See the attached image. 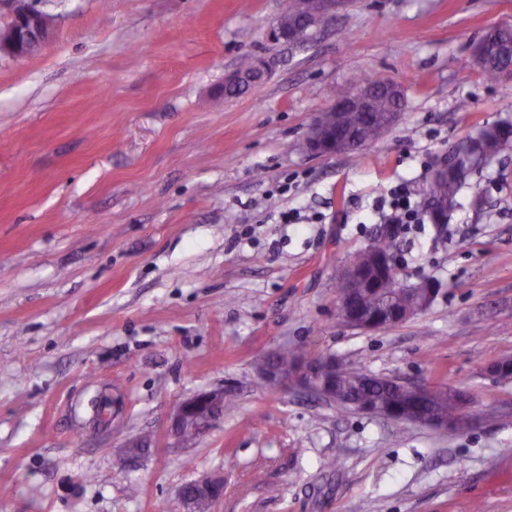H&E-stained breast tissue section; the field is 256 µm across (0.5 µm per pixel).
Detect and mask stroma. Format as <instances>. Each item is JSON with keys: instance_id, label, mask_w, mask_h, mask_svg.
Instances as JSON below:
<instances>
[{"instance_id": "obj_1", "label": "stroma", "mask_w": 512, "mask_h": 512, "mask_svg": "<svg viewBox=\"0 0 512 512\" xmlns=\"http://www.w3.org/2000/svg\"><path fill=\"white\" fill-rule=\"evenodd\" d=\"M282 0H37L50 42L0 58V512H188L180 488L224 478L210 512H512V149L462 187L443 229L407 225L424 313L363 332L336 276L407 185L512 121V81L473 60L512 0H354L305 49L271 39ZM271 70L236 98L242 58ZM398 84L395 126L354 153L304 139L334 94ZM482 191L486 205L471 199ZM472 394L442 432L262 387L282 344ZM233 389L191 447L181 401ZM112 399L93 428L89 402ZM151 448L115 461L127 438Z\"/></svg>"}]
</instances>
